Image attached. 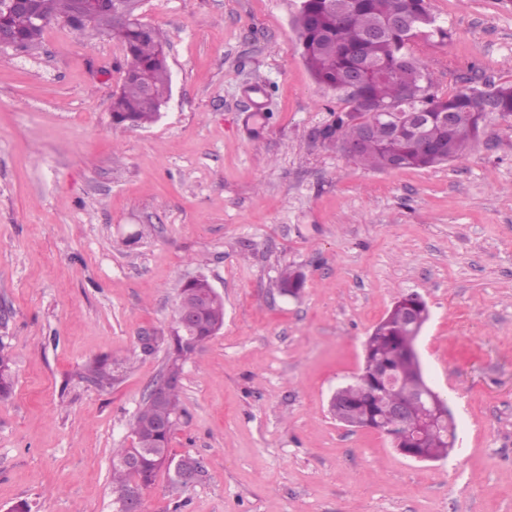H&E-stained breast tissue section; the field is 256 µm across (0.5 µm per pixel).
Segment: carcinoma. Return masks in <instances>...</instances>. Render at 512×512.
I'll use <instances>...</instances> for the list:
<instances>
[{
    "label": "carcinoma",
    "instance_id": "obj_1",
    "mask_svg": "<svg viewBox=\"0 0 512 512\" xmlns=\"http://www.w3.org/2000/svg\"><path fill=\"white\" fill-rule=\"evenodd\" d=\"M302 4L294 28L302 57L318 83L340 90L348 71L365 60L386 73L384 78L366 83L365 96L389 106L409 101L429 114L457 113L458 120L451 127L429 123L433 151L420 149L402 123L395 124L388 135L382 129L376 130L354 157L362 167L386 171L395 151L403 155L404 167L412 169L432 168L461 158L472 149L480 134L478 112L482 111L485 96L494 100L497 111L512 114V84L493 85L486 90L468 87L447 96L432 91V74L413 55L414 38L423 33L446 38L448 32L430 14L427 0H348L343 17L339 16L334 0H302ZM35 15L53 18L79 32L78 0H31L28 8L14 10L4 18L22 49L35 45L44 33L43 28L34 25ZM141 22L139 17L116 29L113 6L105 3L95 14L91 27L96 34L116 38L123 46L125 78L112 97V118L133 128L156 122L171 83L160 33L154 28L151 34L142 35ZM354 119L352 112L336 115L326 137L353 138L357 133ZM302 283V275L291 267L279 271L277 287L284 295L298 296ZM223 326L222 298L199 305L194 328L199 343L209 340ZM413 340L402 310L391 308L370 333L367 358L387 364L396 379L393 389L380 398V404L405 401L412 415L423 421L428 410L415 399L421 362L401 351ZM115 369L116 363L104 357L86 368V378L107 387L117 379ZM13 388L11 360L0 352V397H9ZM183 412L180 387L176 385L167 389L161 401L144 402L130 424L132 446L112 449V490H123L133 484L147 489L161 470L170 469L165 461L175 460L169 451L174 431L158 432L149 423L177 422ZM423 448L430 456H447L453 448L448 426L436 423L427 427Z\"/></svg>",
    "mask_w": 512,
    "mask_h": 512
}]
</instances>
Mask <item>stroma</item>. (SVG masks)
Wrapping results in <instances>:
<instances>
[{
    "mask_svg": "<svg viewBox=\"0 0 512 512\" xmlns=\"http://www.w3.org/2000/svg\"><path fill=\"white\" fill-rule=\"evenodd\" d=\"M300 0H144L171 72L160 120L112 119L119 40L53 24L0 50V512H113L112 451L164 367L183 284L203 275L224 325L183 368L172 454L143 512H512V118L465 158L372 171L323 132L351 111L320 85L292 20ZM420 37L436 91L512 83V0H429ZM301 271L299 297L278 271ZM456 443L415 461L330 414L364 341L400 295ZM109 357L119 381L85 369ZM175 478L186 486H192L206 477L203 461L196 456L185 455L172 464Z\"/></svg>",
    "mask_w": 512,
    "mask_h": 512,
    "instance_id": "1",
    "label": "stroma"
}]
</instances>
